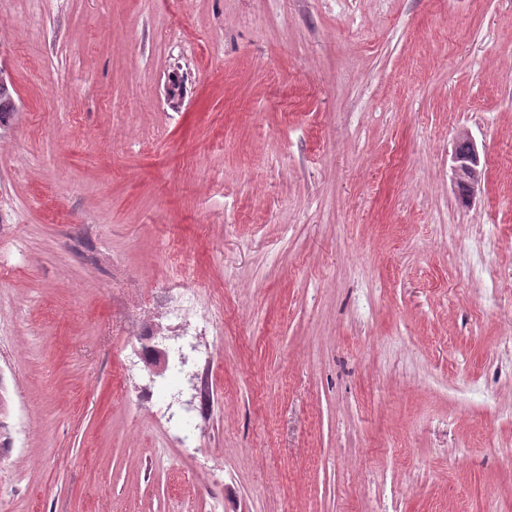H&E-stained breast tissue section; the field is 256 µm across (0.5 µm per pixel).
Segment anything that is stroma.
Instances as JSON below:
<instances>
[{"label": "stroma", "mask_w": 512, "mask_h": 512, "mask_svg": "<svg viewBox=\"0 0 512 512\" xmlns=\"http://www.w3.org/2000/svg\"><path fill=\"white\" fill-rule=\"evenodd\" d=\"M0 81V512H512V0H0ZM461 145L465 146L464 151L460 150ZM451 170L456 191H459L460 186H465L466 201L470 203L481 193L485 174L477 145L468 134H463L458 139Z\"/></svg>", "instance_id": "35a3bbf8"}]
</instances>
